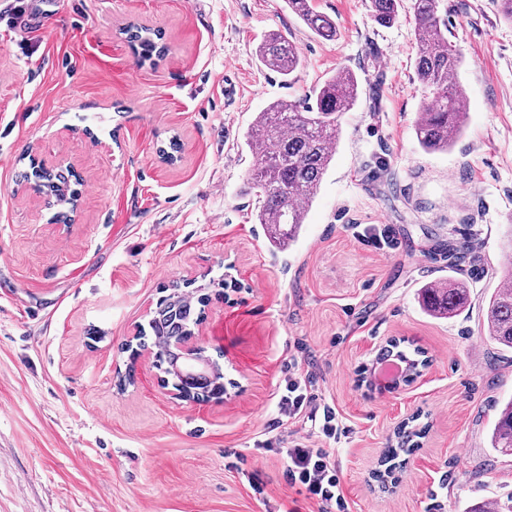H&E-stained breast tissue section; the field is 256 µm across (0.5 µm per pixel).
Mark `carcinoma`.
I'll list each match as a JSON object with an SVG mask.
<instances>
[{
	"mask_svg": "<svg viewBox=\"0 0 512 512\" xmlns=\"http://www.w3.org/2000/svg\"><path fill=\"white\" fill-rule=\"evenodd\" d=\"M442 0H368L372 20L383 27L393 24L399 10L410 9L419 45L416 60L418 80L426 98L414 127L416 140L426 151H446L464 132L467 112L466 95L457 81L461 57L448 38V27L440 18ZM288 11L324 39L336 36V24L317 12L311 0H286ZM129 42L140 48L143 58L162 53L159 32L135 25L126 28ZM262 64L288 77L300 64V56L288 39L279 32L267 34L257 47ZM358 99V80L353 71L342 68L325 80L315 91L313 101L297 104L276 101L258 113L246 134V146L255 158L249 177L250 190L258 198L256 220L266 226L271 243L284 246L293 241L304 224L322 178L330 167L341 133V118ZM32 176L42 183L59 203H71L74 194L68 179L32 169ZM465 282L450 278L439 285L421 288V304L435 318L456 316L468 300ZM172 286V292L157 304L149 321L154 347L160 351V363L177 358V352L164 347L166 341L183 336L197 323L196 305ZM484 332L500 350H512V286L503 284L492 292L486 311ZM411 358L392 339L382 351L407 363L408 375L426 365L424 351L413 350ZM423 431L403 426L395 433V444L385 449L392 461L418 447ZM491 448L504 456L512 455V399L506 401L491 429Z\"/></svg>",
	"mask_w": 512,
	"mask_h": 512,
	"instance_id": "carcinoma-1",
	"label": "carcinoma"
}]
</instances>
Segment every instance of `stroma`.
<instances>
[{"label":"stroma","instance_id":"1","mask_svg":"<svg viewBox=\"0 0 512 512\" xmlns=\"http://www.w3.org/2000/svg\"><path fill=\"white\" fill-rule=\"evenodd\" d=\"M0 0V512H265L266 497L317 512L253 443L277 416L298 347L310 392L348 431L336 443L351 512L512 506V456L489 431L512 398V351L485 339L490 294L511 266L512 22L500 0H443L463 66L464 134L427 152L412 14L388 27L366 0H313L336 24L317 37L285 0ZM162 32L141 60L124 30ZM281 32L289 77L256 48ZM358 78L336 155L296 239L273 247L248 193L244 137L278 100L301 103L338 69ZM177 141L173 160L161 155ZM70 169L69 219L18 173ZM472 247L466 307L436 319L420 288L447 280L443 248ZM180 285L207 304L193 330L226 393L186 402L137 332ZM398 339L429 359L396 390L367 383ZM425 426L398 470L374 474L400 423ZM241 455L226 467L225 451Z\"/></svg>","mask_w":512,"mask_h":512}]
</instances>
